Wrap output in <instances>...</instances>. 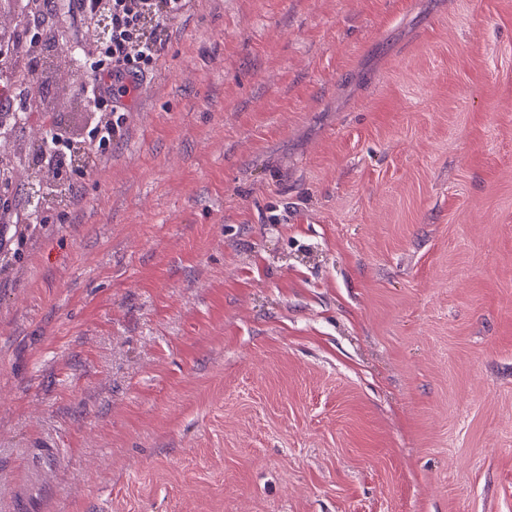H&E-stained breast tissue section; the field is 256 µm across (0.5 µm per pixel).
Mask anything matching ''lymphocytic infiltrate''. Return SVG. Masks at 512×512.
<instances>
[{"label": "lymphocytic infiltrate", "instance_id": "obj_1", "mask_svg": "<svg viewBox=\"0 0 512 512\" xmlns=\"http://www.w3.org/2000/svg\"><path fill=\"white\" fill-rule=\"evenodd\" d=\"M189 0H68L67 11L81 29L92 27L100 14L110 18V36L104 42H83L81 51L90 79L84 84V98L102 115L88 134V150H106L125 124L123 101L131 96L151 73L161 57L162 38L147 34L148 21L164 25L179 17ZM50 0H35L27 14L9 21L16 35L10 53L0 55V85H9L18 101L34 105V89L40 81L34 62L42 52L36 35L55 32L51 21ZM74 147V139L62 125L51 124L43 140L40 170L62 178L65 158Z\"/></svg>", "mask_w": 512, "mask_h": 512}]
</instances>
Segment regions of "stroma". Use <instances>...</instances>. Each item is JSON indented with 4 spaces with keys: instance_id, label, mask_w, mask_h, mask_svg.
I'll use <instances>...</instances> for the list:
<instances>
[{
    "instance_id": "obj_1",
    "label": "stroma",
    "mask_w": 512,
    "mask_h": 512,
    "mask_svg": "<svg viewBox=\"0 0 512 512\" xmlns=\"http://www.w3.org/2000/svg\"><path fill=\"white\" fill-rule=\"evenodd\" d=\"M161 36L0 269V512H512V0Z\"/></svg>"
}]
</instances>
